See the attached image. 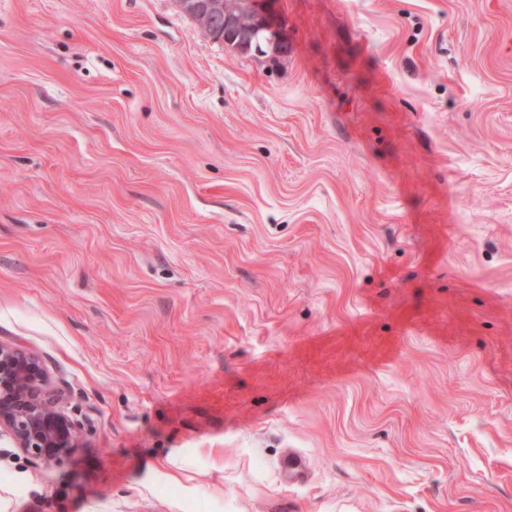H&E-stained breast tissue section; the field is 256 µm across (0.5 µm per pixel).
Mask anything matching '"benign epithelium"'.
I'll return each instance as SVG.
<instances>
[{
    "mask_svg": "<svg viewBox=\"0 0 512 512\" xmlns=\"http://www.w3.org/2000/svg\"><path fill=\"white\" fill-rule=\"evenodd\" d=\"M214 2L194 3L200 14V28L214 35L209 16ZM251 22L275 34L281 48L286 39L264 7L252 2ZM8 435L15 447L44 461L74 452L79 447L77 424L59 407L58 398L48 389L47 373L40 358L21 348L0 342V437Z\"/></svg>",
    "mask_w": 512,
    "mask_h": 512,
    "instance_id": "1",
    "label": "benign epithelium"
}]
</instances>
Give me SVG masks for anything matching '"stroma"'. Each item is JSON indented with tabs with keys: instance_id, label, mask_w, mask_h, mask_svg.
Listing matches in <instances>:
<instances>
[{
	"instance_id": "1",
	"label": "stroma",
	"mask_w": 512,
	"mask_h": 512,
	"mask_svg": "<svg viewBox=\"0 0 512 512\" xmlns=\"http://www.w3.org/2000/svg\"><path fill=\"white\" fill-rule=\"evenodd\" d=\"M271 7L0 0V512H512V0ZM269 2L268 0L264 1H253L252 2V17L251 22L253 26L255 25H264L267 27L271 32L275 34L274 42L278 41L279 45L282 49L288 48V39H286L274 23L272 17L267 12V10L264 7V4ZM77 424L59 407L48 389L40 358L0 342V437L44 461L79 447Z\"/></svg>"
}]
</instances>
